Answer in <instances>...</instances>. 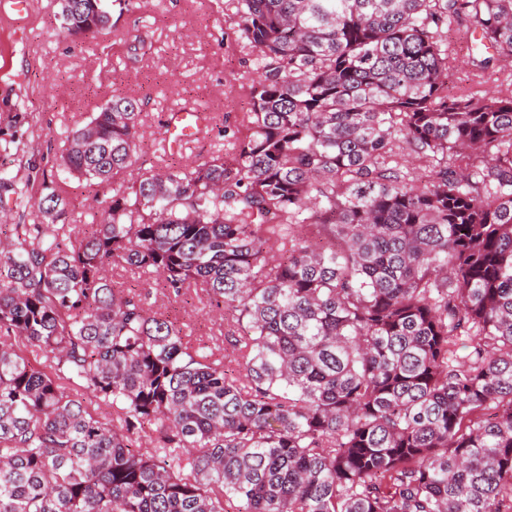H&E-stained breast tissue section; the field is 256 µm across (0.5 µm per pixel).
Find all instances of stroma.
Returning <instances> with one entry per match:
<instances>
[{"label":"stroma","instance_id":"obj_1","mask_svg":"<svg viewBox=\"0 0 512 512\" xmlns=\"http://www.w3.org/2000/svg\"><path fill=\"white\" fill-rule=\"evenodd\" d=\"M59 0H29L17 14L0 7V130L21 116L20 138L0 139V170L20 166L57 172L68 131L115 95L140 106L135 168L158 171L200 163L221 154L232 159L246 132L249 88L257 76L255 51L242 43L234 0H129L112 11L111 29L75 39L60 28ZM444 37L454 69L451 89L484 95L491 79L472 75L474 34L469 19L449 21ZM208 115L183 153H164L165 117L183 109ZM65 223L78 231L97 223L112 194L103 184L67 178ZM118 286L146 295L150 307L181 326L195 344L219 346L234 326L213 316L204 295L177 297L156 276L114 270Z\"/></svg>","mask_w":512,"mask_h":512}]
</instances>
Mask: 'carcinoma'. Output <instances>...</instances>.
Returning <instances> with one entry per match:
<instances>
[{"label":"carcinoma","instance_id":"obj_1","mask_svg":"<svg viewBox=\"0 0 512 512\" xmlns=\"http://www.w3.org/2000/svg\"><path fill=\"white\" fill-rule=\"evenodd\" d=\"M113 2L61 0L67 33ZM236 2L261 73L232 163L133 177L81 237L44 177L49 223L0 246V512H512V74L448 92L441 37L470 17L484 77L512 0ZM139 117L108 99L61 171L127 174ZM115 268L204 291L241 372Z\"/></svg>","mask_w":512,"mask_h":512}]
</instances>
